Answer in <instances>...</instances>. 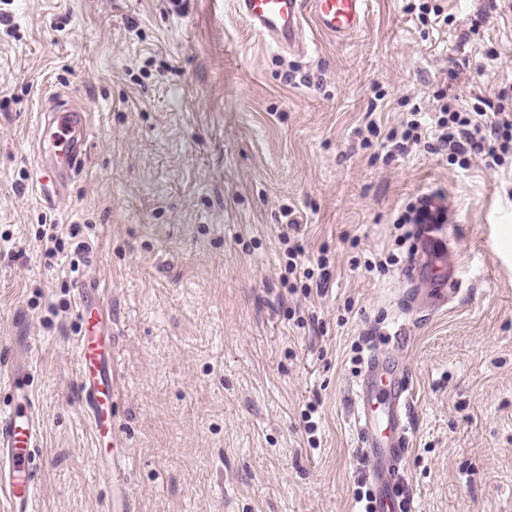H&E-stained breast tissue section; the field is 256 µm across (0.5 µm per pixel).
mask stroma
<instances>
[{"instance_id": "35a3bbf8", "label": "stroma", "mask_w": 512, "mask_h": 512, "mask_svg": "<svg viewBox=\"0 0 512 512\" xmlns=\"http://www.w3.org/2000/svg\"><path fill=\"white\" fill-rule=\"evenodd\" d=\"M305 38L277 49L233 0H0V370L35 342L40 512L111 509L82 412V299L108 307L139 512H360L358 350L410 378L414 512H512V170L382 147L416 104L503 91L512 111V5L372 0L351 37ZM47 85L88 120L62 194L35 184ZM437 189L460 280L416 307L421 242L397 246L393 222ZM289 219L329 261L323 296L288 291ZM391 252L401 265L365 272Z\"/></svg>"}]
</instances>
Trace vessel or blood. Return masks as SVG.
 <instances>
[{"label": "vessel or blood", "instance_id": "b4317fda", "mask_svg": "<svg viewBox=\"0 0 512 512\" xmlns=\"http://www.w3.org/2000/svg\"><path fill=\"white\" fill-rule=\"evenodd\" d=\"M237 12L264 40L287 50H299L305 23L327 35L346 38L356 33L369 0H235ZM86 114L77 108L43 113L38 134L40 163L37 184H67L85 162ZM424 266L447 270L436 282L438 299L459 279L458 267L448 263V241L432 240ZM81 328L76 338L83 410L95 439L114 438L112 404L117 397L112 338L106 331L107 310L79 303ZM32 369L12 368L0 375L12 402L0 412V512H37L35 461L42 446L40 424L33 414ZM411 385L402 368L389 369L379 355L367 361L355 421L358 434L373 461L370 479L377 512H412L411 498L399 488L400 467L409 443L412 418ZM127 449L113 447L100 465L111 475L113 512H138L129 484Z\"/></svg>", "mask_w": 512, "mask_h": 512}]
</instances>
